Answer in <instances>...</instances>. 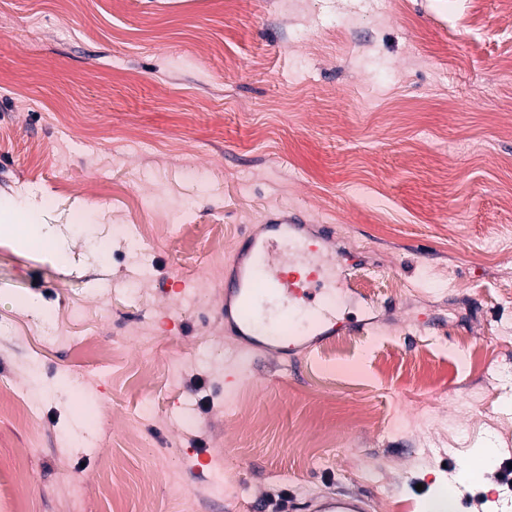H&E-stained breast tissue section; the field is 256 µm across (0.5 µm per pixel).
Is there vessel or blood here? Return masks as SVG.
Returning a JSON list of instances; mask_svg holds the SVG:
<instances>
[{"label":"vessel or blood","mask_w":512,"mask_h":512,"mask_svg":"<svg viewBox=\"0 0 512 512\" xmlns=\"http://www.w3.org/2000/svg\"><path fill=\"white\" fill-rule=\"evenodd\" d=\"M333 236L320 225L308 236L299 224H271L264 237L242 233L234 245L239 258L224 278V321L233 335L294 362L302 340L322 341L343 325L325 293L331 262L325 256ZM374 499L363 495L310 496L303 512H373Z\"/></svg>","instance_id":"1"}]
</instances>
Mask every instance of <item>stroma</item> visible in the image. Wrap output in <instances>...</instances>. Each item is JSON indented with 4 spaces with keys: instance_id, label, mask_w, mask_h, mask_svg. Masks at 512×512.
<instances>
[{
    "instance_id": "stroma-1",
    "label": "stroma",
    "mask_w": 512,
    "mask_h": 512,
    "mask_svg": "<svg viewBox=\"0 0 512 512\" xmlns=\"http://www.w3.org/2000/svg\"><path fill=\"white\" fill-rule=\"evenodd\" d=\"M362 8L0 0V225L77 241L58 259L0 242V391L35 401L24 418L0 398V512H64L75 483L87 512L366 490L376 512H512V13ZM290 210L380 275L337 281L343 333L294 368L252 355L226 392L232 245ZM205 280V310H172ZM33 301L111 370L49 343ZM33 369L86 377L89 439ZM219 463L234 475L214 497Z\"/></svg>"
}]
</instances>
